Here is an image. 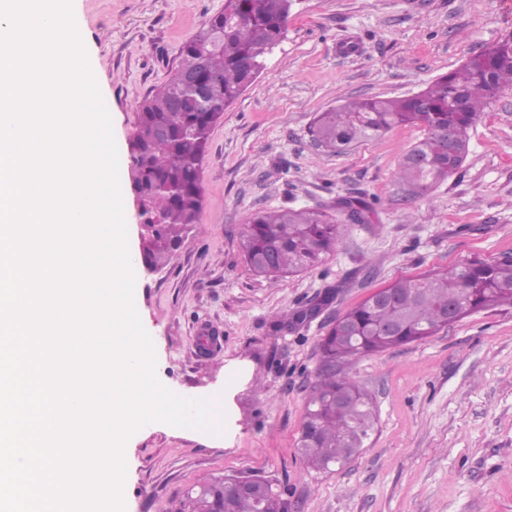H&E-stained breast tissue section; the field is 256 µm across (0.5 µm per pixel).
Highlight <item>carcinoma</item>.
<instances>
[{"label": "carcinoma", "instance_id": "obj_1", "mask_svg": "<svg viewBox=\"0 0 512 512\" xmlns=\"http://www.w3.org/2000/svg\"><path fill=\"white\" fill-rule=\"evenodd\" d=\"M294 0H224L180 50L169 78L140 106L129 137L130 188L136 203L144 259L161 269L180 248L182 229L198 221L202 174L212 130L255 80L264 55L286 37ZM212 88L200 98L184 76ZM506 88H512V34L501 37L459 68L402 99H357L316 117L312 136L326 150L375 140L400 125H419L425 137L398 164L396 179L412 198L448 178L464 161L469 131ZM453 132L455 150L445 139ZM340 218L325 211L287 208L259 212L244 224L241 248L258 276L279 277L314 267L336 249L338 225L364 224L370 206L359 199L336 202ZM387 289L394 305L372 297L340 315L322 339L321 366L310 389L299 437L309 468L328 472L357 455L376 429L371 395L347 368L389 348L423 340L446 327L442 305L453 303L458 319L498 307L512 308V255L488 261L474 256L451 269L400 279ZM258 496L226 492L222 480L190 488L177 512H292L288 490L255 477Z\"/></svg>", "mask_w": 512, "mask_h": 512}]
</instances>
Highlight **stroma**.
<instances>
[{
    "label": "stroma",
    "instance_id": "35a3bbf8",
    "mask_svg": "<svg viewBox=\"0 0 512 512\" xmlns=\"http://www.w3.org/2000/svg\"><path fill=\"white\" fill-rule=\"evenodd\" d=\"M89 67L110 117L134 304L156 376L206 398L236 386L223 434L147 424L126 441L124 512H174L191 485L256 473L287 487L296 512H512V310H485L350 368L377 427L361 453L323 473L297 448L328 325L401 277L512 252V89L470 130L461 169L412 199L395 172L424 136L416 125L333 154L318 113L409 96L512 32L505 0H294L285 39L212 131L203 208L171 263L145 265L128 187V138L141 102L224 0H73ZM373 209L308 272L270 280L244 261L251 215ZM302 313L283 321L282 313Z\"/></svg>",
    "mask_w": 512,
    "mask_h": 512
}]
</instances>
